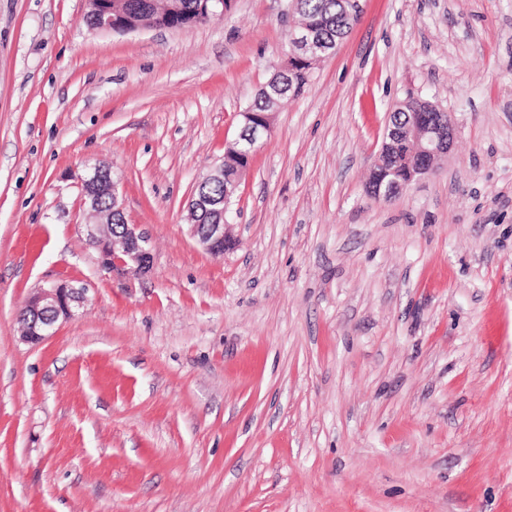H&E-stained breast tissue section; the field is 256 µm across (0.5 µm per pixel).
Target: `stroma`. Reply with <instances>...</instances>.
<instances>
[{
  "label": "stroma",
  "mask_w": 512,
  "mask_h": 512,
  "mask_svg": "<svg viewBox=\"0 0 512 512\" xmlns=\"http://www.w3.org/2000/svg\"><path fill=\"white\" fill-rule=\"evenodd\" d=\"M84 0H0V512H512V0H363L190 233L296 16L231 0L180 29L92 30ZM453 114L436 170L368 189L394 104ZM108 164L153 267L86 242ZM90 302L42 345L28 295ZM249 162L236 154H228L225 159L215 165V167L204 176L200 182L211 179H223L224 181H211L204 184L199 190L207 195L224 196L211 197L205 195H194L188 204L190 231L193 238L199 246L211 254H222V247L224 250L228 248L233 239L229 237L224 239L230 234L229 229L232 224L224 220V216L230 214V198L224 194V190L231 189L238 177L246 170ZM198 190V191H199ZM193 215H199L210 219H204L197 223L192 221ZM208 223V224H206Z\"/></svg>",
  "instance_id": "obj_1"
}]
</instances>
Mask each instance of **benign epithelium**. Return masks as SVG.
Returning <instances> with one entry per match:
<instances>
[{"label":"benign epithelium","instance_id":"7a95c632","mask_svg":"<svg viewBox=\"0 0 512 512\" xmlns=\"http://www.w3.org/2000/svg\"><path fill=\"white\" fill-rule=\"evenodd\" d=\"M88 14L95 20L94 29L99 31L134 32L153 27L148 20L136 21L128 12L117 6V0H86ZM324 51L315 32L307 26L294 35V51L290 58L304 60L315 57ZM416 107L429 111L430 121L404 128L400 135L412 140L415 145V158L411 176L422 177L433 169L434 161L446 155L456 136V122L450 112H442L438 107L423 100ZM244 127L250 131L247 141H235L230 147L238 153L255 151V144L271 129L269 123H257L253 113H240ZM80 182L91 219L89 241L101 255V266L108 272L124 273L131 271L137 276L150 272L153 263L152 246L148 236L138 224H119L109 227L98 216L97 196L102 192L112 195L117 210H123L119 197V182L112 178L111 170L98 164L92 171L85 172ZM376 195L389 197L408 187L411 180L396 177L384 182L371 179ZM189 215L205 216L210 223L190 222V231L199 246L211 254L222 253L224 239L229 235L230 225L224 216L230 214L229 197L193 196L188 204ZM87 289L71 282L54 283L38 288L30 295L21 308L22 321L19 339L26 344L37 346L48 337L55 335L60 323L73 318L84 307Z\"/></svg>","mask_w":512,"mask_h":512}]
</instances>
